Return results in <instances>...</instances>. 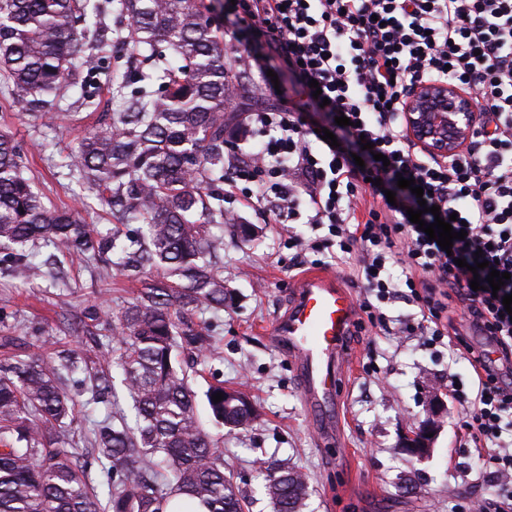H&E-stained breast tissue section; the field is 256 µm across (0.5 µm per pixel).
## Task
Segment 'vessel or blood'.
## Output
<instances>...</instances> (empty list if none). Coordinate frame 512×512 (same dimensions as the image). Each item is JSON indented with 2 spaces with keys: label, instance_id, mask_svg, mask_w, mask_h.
<instances>
[{
  "label": "vessel or blood",
  "instance_id": "vessel-or-blood-1",
  "mask_svg": "<svg viewBox=\"0 0 512 512\" xmlns=\"http://www.w3.org/2000/svg\"><path fill=\"white\" fill-rule=\"evenodd\" d=\"M354 321L350 292L332 275L302 276L286 314L271 333L298 364L309 409L322 414L336 390L345 339Z\"/></svg>",
  "mask_w": 512,
  "mask_h": 512
}]
</instances>
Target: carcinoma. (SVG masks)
I'll use <instances>...</instances> for the list:
<instances>
[{
	"mask_svg": "<svg viewBox=\"0 0 512 512\" xmlns=\"http://www.w3.org/2000/svg\"><path fill=\"white\" fill-rule=\"evenodd\" d=\"M113 6L128 17L125 42L138 54L161 59L144 88L123 112L104 114L99 126L72 151L69 167L92 188L109 193L106 203L123 224H140L128 238L115 228L95 232L75 212L53 209L23 176L24 153L0 132V250L10 272L39 268L26 246L39 242L92 262L112 256L102 270L128 278L155 270L162 277L114 309L94 305L92 314L112 331L115 364L132 402L128 421L118 397L112 411L84 435L74 396L86 404L110 389L107 375L93 387L66 367L72 391L58 369L37 354L0 363V512H166L170 503L199 501L208 512H244L245 501L224 473L223 453L196 414L185 352L206 353L209 326L193 320L199 309L221 310L226 294L217 259L224 237V130L230 99L224 95L228 59L203 19L197 0H0V71L18 99L41 111L73 86L77 71L98 59L85 42L101 13ZM221 393L216 403L212 395ZM216 422L242 428L253 422L248 398L222 385L209 388ZM106 475L98 491L92 467ZM273 512H304L306 476L286 464L266 468Z\"/></svg>",
	"mask_w": 512,
	"mask_h": 512,
	"instance_id": "carcinoma-1",
	"label": "carcinoma"
}]
</instances>
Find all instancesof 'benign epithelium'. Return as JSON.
<instances>
[{
	"label": "benign epithelium",
	"mask_w": 512,
	"mask_h": 512,
	"mask_svg": "<svg viewBox=\"0 0 512 512\" xmlns=\"http://www.w3.org/2000/svg\"><path fill=\"white\" fill-rule=\"evenodd\" d=\"M404 118L410 138L441 159L457 154L468 145L480 119L474 99L460 87L442 80L419 84L407 99ZM434 432L429 422L404 437V448L422 456L431 448Z\"/></svg>",
	"instance_id": "obj_1"
}]
</instances>
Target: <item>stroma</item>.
<instances>
[{
    "label": "stroma",
    "instance_id": "35a3bbf8",
    "mask_svg": "<svg viewBox=\"0 0 512 512\" xmlns=\"http://www.w3.org/2000/svg\"><path fill=\"white\" fill-rule=\"evenodd\" d=\"M126 72L123 96L112 86L114 70ZM151 66L129 48L113 45L99 68L82 76L45 119L22 108L10 84L0 81V131L9 133L25 154L24 174L48 206L77 212L96 229H111L117 218L99 195L73 176L65 156L98 125L101 113L121 112L124 96L141 85ZM273 98L252 93L234 99L238 115L225 130L227 145L247 152L245 116L276 106ZM232 221L224 227L221 272L231 299L223 311L198 310L217 338L190 371L197 411L217 439L224 468L247 498V512H271L265 493L266 468L285 463L309 479L305 512H466L475 500H491L496 485L484 478V465L466 451L460 428L468 408L448 397L445 382L455 376L474 390L476 375L460 351L432 347L419 336L380 332L366 314L356 312L347 338L350 364L325 413L339 420L337 432L316 428L300 390L295 360L271 335L286 313L301 274L290 263L289 233L312 237L310 226L287 227L268 221L260 210L237 201L224 204ZM33 261L36 279L0 270V336L14 340L0 347V361L11 353L37 352L56 363L69 353L84 356L91 376L104 368L102 356L112 333L88 318L99 301L115 307L136 297L151 281H129L121 274L99 279L95 264L38 246ZM221 384L243 392L257 406L258 418L245 430L217 424L206 392ZM434 420L433 446L425 457L407 453L405 432Z\"/></svg>",
    "mask_w": 512,
    "mask_h": 512
}]
</instances>
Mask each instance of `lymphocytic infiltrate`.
<instances>
[{
    "instance_id": "f902f5d3",
    "label": "lymphocytic infiltrate",
    "mask_w": 512,
    "mask_h": 512,
    "mask_svg": "<svg viewBox=\"0 0 512 512\" xmlns=\"http://www.w3.org/2000/svg\"><path fill=\"white\" fill-rule=\"evenodd\" d=\"M231 14L237 30L259 35L284 62L304 100L277 93L262 60L235 56L227 95L238 73L258 71L260 92L280 104L249 114L259 141L225 177V196L268 209L276 223L318 231L315 239L289 234L297 258L337 246V262L366 281L373 298L362 308L379 328L388 320L377 306L395 295L390 270L402 267L420 314L403 333L463 349L478 379L475 395L449 389L469 405L466 441L500 487L474 512H512V450L502 445L512 433V315L502 303L512 294V0H235ZM429 80L474 93L482 113L465 152L441 160L412 143L403 121L408 93ZM311 106L350 118L336 145L307 121ZM402 177L423 196L398 188ZM422 200L440 208L424 222L452 219L466 238L448 251L430 240L408 215ZM479 256L509 273L499 292L472 290V279L486 281L493 270L471 272ZM455 305L483 343L457 329Z\"/></svg>"
}]
</instances>
